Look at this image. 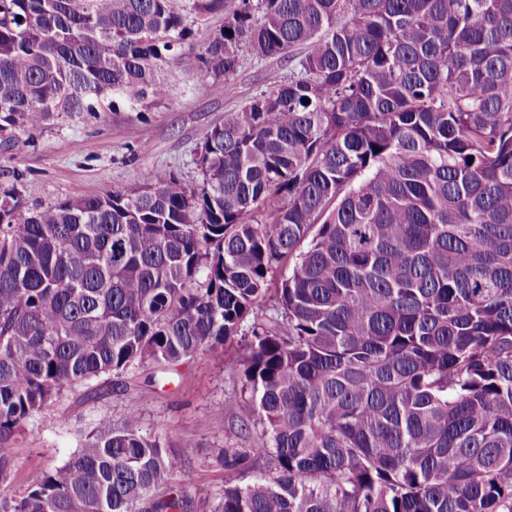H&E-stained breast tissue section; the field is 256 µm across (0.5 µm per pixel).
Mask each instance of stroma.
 Returning <instances> with one entry per match:
<instances>
[{
    "label": "stroma",
    "mask_w": 512,
    "mask_h": 512,
    "mask_svg": "<svg viewBox=\"0 0 512 512\" xmlns=\"http://www.w3.org/2000/svg\"><path fill=\"white\" fill-rule=\"evenodd\" d=\"M221 17L196 23L189 45L171 63L175 91L148 110L121 107L75 112L35 132L0 131V184L15 185L28 206H50L115 187L134 188L145 172L178 175L197 184L196 149L204 128L275 83L287 80L291 64L257 59L243 52L231 81L204 75L198 59ZM175 384L147 386L151 367H136L99 380L95 391L64 389L47 410L30 420L8 443L19 473L62 464L75 451L81 432L103 413L120 421L128 405L142 407L141 426L169 435L186 448L187 486L219 491L226 473L218 459L223 448H253L257 435L242 429L239 407L247 399L243 369L234 349L220 345L180 366Z\"/></svg>",
    "instance_id": "obj_1"
}]
</instances>
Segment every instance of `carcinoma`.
<instances>
[{
  "label": "carcinoma",
  "instance_id": "1",
  "mask_svg": "<svg viewBox=\"0 0 512 512\" xmlns=\"http://www.w3.org/2000/svg\"><path fill=\"white\" fill-rule=\"evenodd\" d=\"M210 15L204 75L294 71L203 131L197 185L0 186V512H512V0H0V127L168 99ZM228 342L259 446L220 493L137 406L4 492L65 388ZM281 276V269L277 272L274 279L269 283L268 290L266 291L265 298L256 306L254 313L250 316L248 322L244 325L247 330L248 326L253 322L255 317L256 321L268 320L269 317L275 316L278 312V305L275 304L277 293L276 288L279 285Z\"/></svg>",
  "mask_w": 512,
  "mask_h": 512
}]
</instances>
